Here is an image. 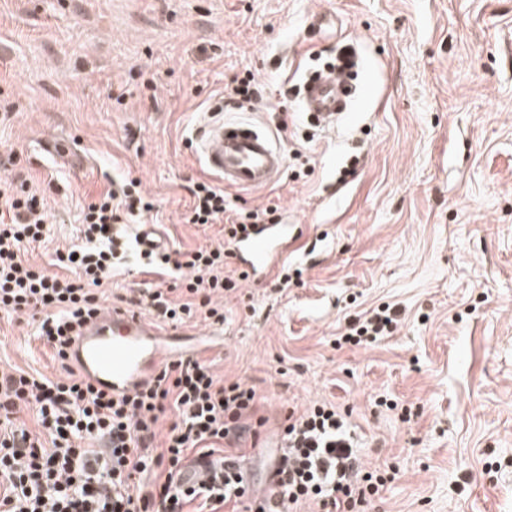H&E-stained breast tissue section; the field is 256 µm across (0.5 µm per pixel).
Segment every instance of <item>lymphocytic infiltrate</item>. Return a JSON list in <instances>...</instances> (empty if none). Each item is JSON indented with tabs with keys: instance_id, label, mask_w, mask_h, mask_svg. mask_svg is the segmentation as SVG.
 I'll return each instance as SVG.
<instances>
[{
	"instance_id": "lymphocytic-infiltrate-1",
	"label": "lymphocytic infiltrate",
	"mask_w": 512,
	"mask_h": 512,
	"mask_svg": "<svg viewBox=\"0 0 512 512\" xmlns=\"http://www.w3.org/2000/svg\"><path fill=\"white\" fill-rule=\"evenodd\" d=\"M188 224H220L222 244L170 254H145L147 271H179L178 299L168 289L132 290L124 304L146 309L167 325L222 322L224 297L247 272L226 275L231 245L264 223L265 208L231 207L207 179L191 190ZM155 204L136 179L113 183L81 210L82 236L57 253V271L30 263L28 248L43 242L48 219L23 175L0 188V312L29 317L35 334L61 368L55 378L0 366V512H298L312 502L321 512H369L390 482L366 469L344 414L316 404L285 426L282 454L270 468L271 494L258 495L234 445L255 435L259 403L254 388L220 380L210 362L188 357L158 371L153 384L126 396L97 389L68 361V350L88 316L107 298L119 269L126 227ZM399 324L391 305L348 322L339 339L375 342ZM169 420L160 433L161 420ZM213 465L212 476L192 480L188 462Z\"/></svg>"
}]
</instances>
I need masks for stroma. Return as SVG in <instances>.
I'll return each instance as SVG.
<instances>
[{"instance_id":"1","label":"stroma","mask_w":512,"mask_h":512,"mask_svg":"<svg viewBox=\"0 0 512 512\" xmlns=\"http://www.w3.org/2000/svg\"><path fill=\"white\" fill-rule=\"evenodd\" d=\"M347 44L353 117L315 127L289 82ZM247 73L264 96L239 104ZM218 101L285 155L273 186L229 194L278 205L302 272L284 290L244 282L223 322L177 328L263 397L256 492L285 418L326 400L350 412L366 465L396 474L371 512H512V0H0V182L28 171L49 216L27 259L52 267L81 206L121 178L156 200L166 251L219 244L222 225L182 220ZM383 304L393 335L337 346ZM0 362L60 373L24 316L0 317Z\"/></svg>"}]
</instances>
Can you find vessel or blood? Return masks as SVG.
Wrapping results in <instances>:
<instances>
[{
	"mask_svg": "<svg viewBox=\"0 0 512 512\" xmlns=\"http://www.w3.org/2000/svg\"><path fill=\"white\" fill-rule=\"evenodd\" d=\"M352 93L333 78L304 85L301 106L312 122L335 127L349 115ZM206 168L226 185L259 189L275 183L285 156L271 133L254 122L214 118L195 136ZM292 224H261L234 245L240 265L252 278L268 274L288 251ZM170 329L161 328L125 308L103 306L82 327L70 349L72 365L94 386L122 395L150 385L160 366L173 359L177 346Z\"/></svg>",
	"mask_w": 512,
	"mask_h": 512,
	"instance_id": "obj_1",
	"label": "vessel or blood"
}]
</instances>
